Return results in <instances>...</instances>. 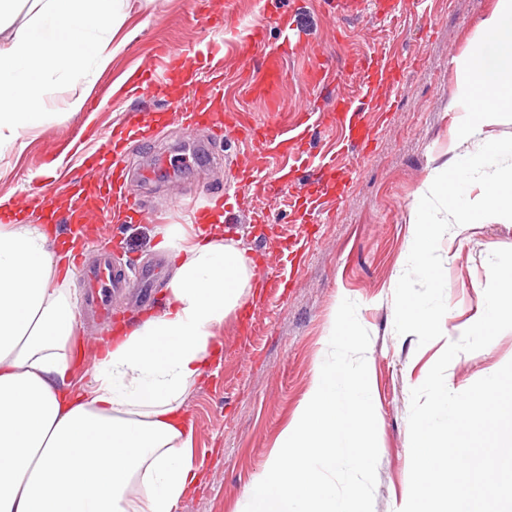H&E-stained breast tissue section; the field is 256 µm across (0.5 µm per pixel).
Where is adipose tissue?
<instances>
[{
  "label": "adipose tissue",
  "instance_id": "ef3b65f1",
  "mask_svg": "<svg viewBox=\"0 0 512 512\" xmlns=\"http://www.w3.org/2000/svg\"><path fill=\"white\" fill-rule=\"evenodd\" d=\"M152 2L0 0V154L43 127L52 78L107 68L130 13ZM457 69L452 141L512 124L511 107L473 106L481 90L512 87V0H498ZM211 226L160 228L175 266L166 305L110 338L81 386L70 356L77 313L47 228L0 225V512H172L197 484L181 413L254 278L242 241Z\"/></svg>",
  "mask_w": 512,
  "mask_h": 512
}]
</instances>
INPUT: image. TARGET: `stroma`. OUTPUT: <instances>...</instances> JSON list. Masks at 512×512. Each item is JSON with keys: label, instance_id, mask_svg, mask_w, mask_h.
<instances>
[{"label": "stroma", "instance_id": "obj_1", "mask_svg": "<svg viewBox=\"0 0 512 512\" xmlns=\"http://www.w3.org/2000/svg\"><path fill=\"white\" fill-rule=\"evenodd\" d=\"M496 4L398 0V23L393 26L372 10L347 18L324 0H283V10L294 17L292 33L303 42L287 61L292 79L282 94L283 107L298 110L317 99L331 101L340 92L356 97L354 60L385 50L403 61L402 84L386 103L388 119L371 148L356 158L337 152L347 193L334 210L324 213L321 223H301L291 194L267 197L237 190L236 228L225 231V238L243 240L251 252L271 255L280 265L292 250L304 249L305 256L290 286L257 295L251 335H240L233 315L217 336L206 372L186 401V413L194 420V459L202 465L203 478L173 512H241L247 486L263 471L282 429L306 398L314 370L328 352L331 320L346 298L357 303L358 320L370 334L366 360L379 413L374 512H397L407 501L410 391L423 383L447 344L481 317L489 254L512 248V222L453 227L439 245L448 305L442 337L421 346L415 334H396L393 285L406 268L411 213L425 184L453 155L471 154L482 142L512 136V125H498L486 128L478 140H449L455 120L449 109L455 61L469 52L480 23ZM121 33L127 38L124 51L92 86L74 77L52 82L49 123L42 131L25 134L0 158V194L17 196L32 185L52 183L61 165L43 163L44 154L66 146L75 133L111 130L120 114L102 103L103 94L124 82L129 71L148 66L156 46L188 52L219 39L195 15L191 0H156L154 10L131 14ZM324 60L340 71V83L307 84L303 72ZM75 89L87 90L88 102L97 108L63 118L65 102ZM242 151L263 160L258 148L243 149L204 126L186 130L171 124L155 144L129 143L127 169L144 215L135 224L103 228L100 244L118 245L120 261L134 270L158 257V223H194L206 204L205 188L232 185L226 162ZM163 153L179 155V170L142 180V171ZM257 209L265 212V223H252ZM104 332L95 324L77 327L73 349L83 383L92 380ZM510 361L512 330H507L487 347L457 355L445 381L451 391L461 392Z\"/></svg>", "mask_w": 512, "mask_h": 512}]
</instances>
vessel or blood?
I'll list each match as a JSON object with an SVG mask.
<instances>
[{
  "label": "vessel or blood",
  "mask_w": 512,
  "mask_h": 512,
  "mask_svg": "<svg viewBox=\"0 0 512 512\" xmlns=\"http://www.w3.org/2000/svg\"><path fill=\"white\" fill-rule=\"evenodd\" d=\"M197 11L205 12L213 26H229L236 12L237 0H224L223 12H215L208 0H194ZM289 42L270 47L263 28H255L245 37L237 38L232 48L211 44L206 51L172 53L159 50L151 58L146 73H133L126 81V93L141 96L149 93L152 99L174 105L176 115L184 125H193L200 117L221 124L224 136L249 142L266 153L284 159L285 164L273 175L263 174L252 161L238 162V182L242 187H257L270 195L288 189L296 176H303L307 187L320 188L335 184L334 199H342L346 185L342 183L333 158L307 152L305 143L311 131L329 125L339 129L345 149L362 152L376 141L384 116L383 100L393 94L401 82L403 63L399 57L373 54L360 66L362 92L357 100L336 96L330 110L312 105L287 115L280 108L278 97L287 79L285 58L293 54ZM256 63L257 74L244 77L238 89L251 99L262 101L268 108L263 121H253L250 114L224 110V71L228 60ZM210 74L211 88L198 93L199 74ZM147 108L130 106L124 113L121 138L106 135L98 144L86 142L74 146L71 166L83 170L84 181L74 182L67 194L66 210L56 205L57 187L24 196L0 198V223L19 224L28 214H37L41 223L54 227H73L83 248L95 245L96 228L102 224H118L125 218L133 187L116 171L122 162L121 153L127 140H146L154 137ZM96 183L94 193H87L85 180ZM84 293L82 302L92 318L102 323L112 320V297L131 287L128 273L115 265L110 251L100 253L97 263L83 269Z\"/></svg>",
  "instance_id": "vessel-or-blood-1"
}]
</instances>
